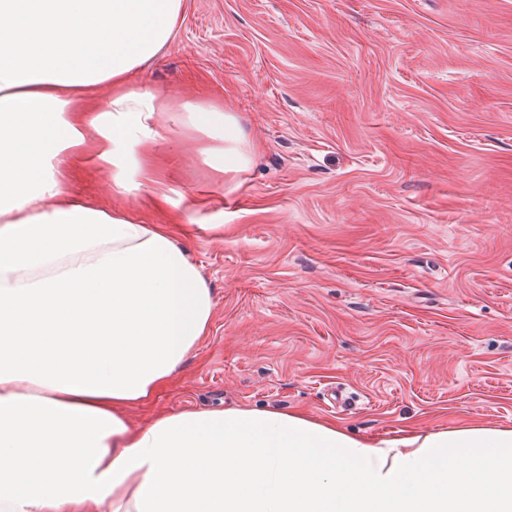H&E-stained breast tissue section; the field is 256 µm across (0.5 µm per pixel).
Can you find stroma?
Listing matches in <instances>:
<instances>
[{
	"label": "stroma",
	"mask_w": 512,
	"mask_h": 512,
	"mask_svg": "<svg viewBox=\"0 0 512 512\" xmlns=\"http://www.w3.org/2000/svg\"><path fill=\"white\" fill-rule=\"evenodd\" d=\"M131 81L222 101L258 146L228 180L174 133L130 197L98 162L64 176L186 225L213 289L198 354L133 425L240 407L385 438L512 427V0H183ZM198 194L223 229L190 224Z\"/></svg>",
	"instance_id": "obj_1"
}]
</instances>
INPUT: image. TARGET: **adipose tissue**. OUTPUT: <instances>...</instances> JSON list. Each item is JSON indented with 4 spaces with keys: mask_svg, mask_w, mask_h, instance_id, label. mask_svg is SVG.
<instances>
[{
    "mask_svg": "<svg viewBox=\"0 0 512 512\" xmlns=\"http://www.w3.org/2000/svg\"><path fill=\"white\" fill-rule=\"evenodd\" d=\"M182 0H0V512H512V428L358 438L302 411L144 405L195 356L214 299L179 224L67 197L71 158L112 195L157 181L174 131L216 173L257 151L237 113L131 74ZM110 85L105 108L90 87Z\"/></svg>",
    "mask_w": 512,
    "mask_h": 512,
    "instance_id": "adipose-tissue-1",
    "label": "adipose tissue"
}]
</instances>
